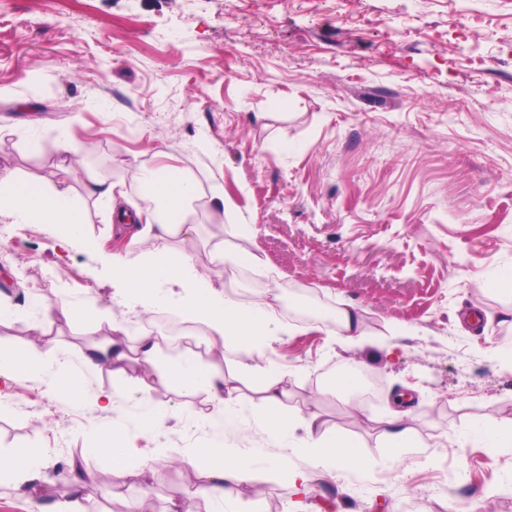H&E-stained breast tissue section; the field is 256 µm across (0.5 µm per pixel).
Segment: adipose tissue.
Masks as SVG:
<instances>
[{
    "mask_svg": "<svg viewBox=\"0 0 512 512\" xmlns=\"http://www.w3.org/2000/svg\"><path fill=\"white\" fill-rule=\"evenodd\" d=\"M86 178L93 203L106 208L111 222L132 230L129 250L113 253L111 257L113 277L126 296L147 309L175 307L186 320L204 324L209 335L204 352L185 350L160 373L152 370L159 351L157 342L143 336L136 345L127 344L128 330L119 322L112 323L110 340L81 353L80 369L76 372L51 373V352L20 351L0 345V381L7 383L18 377L39 379L47 374L51 377L50 391L74 404L84 400L83 373L97 370L100 360H108L118 374L123 373L124 362L131 359L147 366V373L132 378L142 394L138 431L115 430L96 423L87 428L91 452L108 448L111 475L117 480L133 465L146 464L158 454L150 444L153 432L164 422L151 400L155 382H170L207 393L222 411L216 417L201 416L202 424L215 430L235 424L241 416L239 401L227 394L224 370L217 362L228 352L253 354L258 344L273 334L278 323L270 302H237L194 265L186 250L165 247V240L188 235L195 229L193 204L200 193L195 178L185 168L175 164L140 167L142 204L132 212L124 205L126 193L121 183L91 172ZM0 222L51 224L58 229L62 245H93L86 231L84 208L73 199L70 186L24 179L8 168L0 169ZM164 282L183 288L185 298L171 303L160 288ZM250 377L264 395L265 431L286 439L296 429H303L304 451L322 476L332 478L346 470L366 472L374 468V461L363 455L357 442L325 429L317 410L299 415L283 412L279 373L257 368L251 370ZM185 461L192 471L195 491L189 503L174 504L171 512H214L215 505L235 498L240 486L251 482L256 474L252 457L230 451L220 440L190 449ZM2 485L34 496L37 512H76L74 500L56 498L48 490L42 449L0 452Z\"/></svg>",
    "mask_w": 512,
    "mask_h": 512,
    "instance_id": "ef3b65f1",
    "label": "adipose tissue"
}]
</instances>
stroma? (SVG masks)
Masks as SVG:
<instances>
[{
    "instance_id": "stroma-1",
    "label": "stroma",
    "mask_w": 512,
    "mask_h": 512,
    "mask_svg": "<svg viewBox=\"0 0 512 512\" xmlns=\"http://www.w3.org/2000/svg\"><path fill=\"white\" fill-rule=\"evenodd\" d=\"M82 146L81 166L138 189V167L176 164L202 192L224 191V230L197 205L195 265L216 286L267 287L288 331L258 358L227 355L245 416L225 428V447L313 469L261 425V393L246 379L254 360L282 377L290 412L319 410L326 428L376 458L368 472L292 487L261 472L224 512H512V447L488 453L472 421L512 423V0H0V167L71 186L60 136ZM92 248L66 247L49 224L0 223V344L53 349L76 361L111 337L112 321L140 324L121 303L108 260L129 237L89 208ZM252 227L249 236L238 225ZM223 240L225 267L210 250ZM257 255L259 264L245 261ZM328 311L355 305L366 342L341 344L322 316L290 319L303 292ZM88 305L94 333L43 322L30 293ZM381 382L361 413L321 386L343 362ZM86 402L56 399L44 380L0 390V450L41 448L57 494L80 462V512H127L149 497L154 512L192 496L176 450L212 439L196 414L204 392L156 384L165 413L154 445L166 456L130 469L111 498L105 453L90 454L85 428L138 429L135 387L98 369L82 378ZM109 392L117 408L95 404ZM407 411L421 445L381 462L383 419Z\"/></svg>"
}]
</instances>
